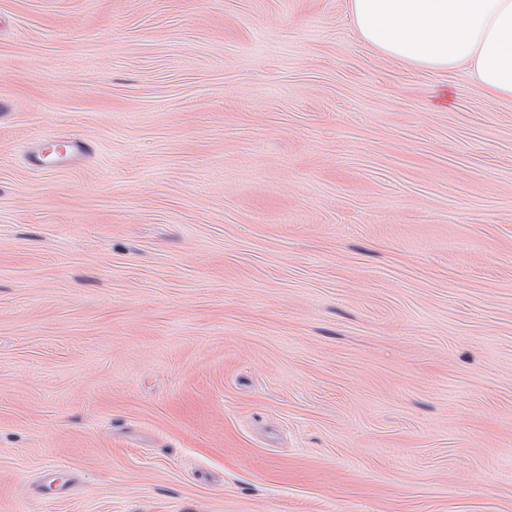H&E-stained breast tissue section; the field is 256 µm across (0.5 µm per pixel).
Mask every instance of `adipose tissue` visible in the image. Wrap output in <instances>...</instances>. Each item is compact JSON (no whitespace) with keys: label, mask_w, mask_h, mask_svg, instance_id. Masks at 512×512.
Returning <instances> with one entry per match:
<instances>
[{"label":"adipose tissue","mask_w":512,"mask_h":512,"mask_svg":"<svg viewBox=\"0 0 512 512\" xmlns=\"http://www.w3.org/2000/svg\"><path fill=\"white\" fill-rule=\"evenodd\" d=\"M360 38L433 70L466 67L488 95L512 98V0H350Z\"/></svg>","instance_id":"obj_1"}]
</instances>
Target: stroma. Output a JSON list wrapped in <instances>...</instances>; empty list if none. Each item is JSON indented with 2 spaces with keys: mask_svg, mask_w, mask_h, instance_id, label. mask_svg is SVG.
<instances>
[{
  "mask_svg": "<svg viewBox=\"0 0 512 512\" xmlns=\"http://www.w3.org/2000/svg\"><path fill=\"white\" fill-rule=\"evenodd\" d=\"M349 2L0 0V512H512V99Z\"/></svg>",
  "mask_w": 512,
  "mask_h": 512,
  "instance_id": "obj_1",
  "label": "stroma"
}]
</instances>
